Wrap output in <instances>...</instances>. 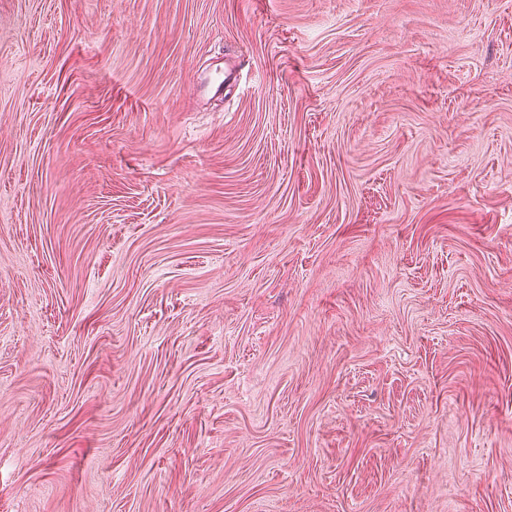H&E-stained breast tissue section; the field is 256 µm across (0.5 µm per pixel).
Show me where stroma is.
Here are the masks:
<instances>
[{
  "instance_id": "1",
  "label": "stroma",
  "mask_w": 512,
  "mask_h": 512,
  "mask_svg": "<svg viewBox=\"0 0 512 512\" xmlns=\"http://www.w3.org/2000/svg\"><path fill=\"white\" fill-rule=\"evenodd\" d=\"M0 512H512V0H0Z\"/></svg>"
}]
</instances>
